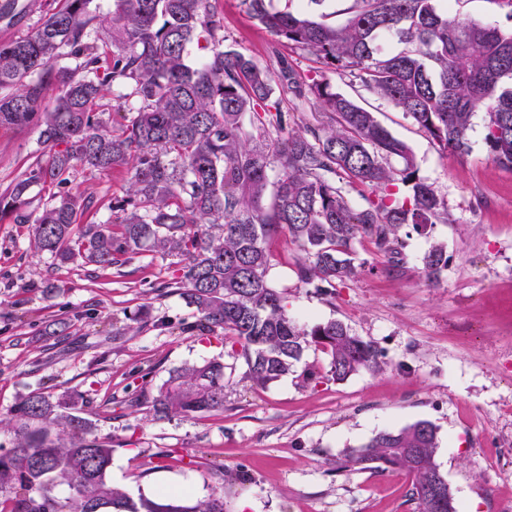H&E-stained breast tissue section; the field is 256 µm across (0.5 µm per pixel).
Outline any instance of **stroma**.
I'll return each mask as SVG.
<instances>
[{"label":"stroma","mask_w":512,"mask_h":512,"mask_svg":"<svg viewBox=\"0 0 512 512\" xmlns=\"http://www.w3.org/2000/svg\"><path fill=\"white\" fill-rule=\"evenodd\" d=\"M0 43L34 32L59 0H0ZM228 46L265 65L287 59L301 80H326L375 113L410 148L421 179L443 201L447 221L427 234L401 227L399 265L374 241L353 244L362 265L351 280L323 292L296 273L304 254L287 234L269 243L268 281L290 315L312 325L336 319L373 344L383 366L336 382L328 357L308 348L293 372L267 387L223 341L200 339L196 312L168 284L181 258L140 251L121 266L58 264L29 246L31 227L0 219V415L29 391H92L112 411L95 418L112 441L108 478L131 497L165 490L206 499L224 485V512H417L406 472L342 468L377 432L427 420L437 429L435 462L461 512H502L512 503V170L493 163L485 114L476 112L463 153L443 151L404 112L308 51L281 42L240 0H216ZM340 25L342 0H273ZM44 147L36 125L0 126V191ZM124 168L85 169L71 192L93 198L85 222L119 224L128 198ZM443 245L448 267L430 279L423 257ZM143 313L139 327L130 318ZM66 321L64 333L48 329ZM169 330H161V323ZM224 359V409L203 417L155 419L135 397L156 394L171 371ZM316 372L303 381L304 368Z\"/></svg>","instance_id":"1"}]
</instances>
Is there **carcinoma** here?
Masks as SVG:
<instances>
[{"instance_id": "obj_1", "label": "carcinoma", "mask_w": 512, "mask_h": 512, "mask_svg": "<svg viewBox=\"0 0 512 512\" xmlns=\"http://www.w3.org/2000/svg\"><path fill=\"white\" fill-rule=\"evenodd\" d=\"M95 0H62L31 35L0 44V125L36 123L46 160L31 163L0 193V217L33 224L31 247L59 263L110 268L144 248L183 257L168 284L195 308L188 329L219 334L239 346L248 375L265 387L287 375L306 348L329 357V374L343 381L380 368L374 346L339 320L302 325L267 280L271 237L282 231L305 253L297 276L330 287L354 277L353 243L362 237L399 255L404 225L422 235L441 220L443 203L419 179L409 147L374 114L327 82L303 84L281 60L261 66L224 46L215 0H112L100 20ZM339 26L273 8L272 0H241L246 12L279 40L306 49L322 63L347 70L369 91L425 129L441 149L462 152L474 112L485 111L489 158L512 168V30L452 14L441 0H348ZM105 25L99 45L91 29ZM391 37L401 51H383ZM203 51L188 60L187 48ZM73 68L54 67L61 56ZM59 89L41 109L44 86ZM129 82L137 105L120 133L102 120L99 101ZM281 85L300 100L313 98L329 124L292 127L294 115L271 101ZM259 141L246 129L244 115ZM399 159L395 170L385 164ZM280 169L270 180L271 164ZM131 170L128 208L115 234L110 224H83L91 200L67 189L80 167ZM386 191L380 201L352 207L338 182ZM411 185L399 201L390 186ZM55 188L36 216L26 212L34 186ZM189 224H209L201 233ZM423 264L436 277L448 266L445 249L431 247ZM147 404L158 419L224 410V363L206 360L172 371ZM93 400L80 391L36 389L25 395L0 430L14 448L0 453V512H224V483L195 503L175 493L133 499L107 478L112 441L94 435L86 417ZM437 428L419 420L383 430L349 453L341 467L401 470L412 476L419 512H459L453 491L437 503L424 489L439 471ZM67 485L71 497L56 499Z\"/></svg>"}]
</instances>
